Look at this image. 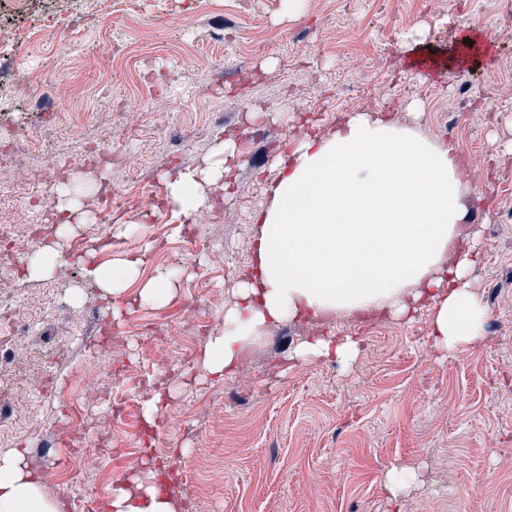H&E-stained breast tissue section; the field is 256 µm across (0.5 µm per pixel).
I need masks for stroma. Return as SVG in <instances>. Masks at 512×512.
I'll return each instance as SVG.
<instances>
[{
  "instance_id": "obj_1",
  "label": "stroma",
  "mask_w": 512,
  "mask_h": 512,
  "mask_svg": "<svg viewBox=\"0 0 512 512\" xmlns=\"http://www.w3.org/2000/svg\"><path fill=\"white\" fill-rule=\"evenodd\" d=\"M51 0L16 8L0 0V46L24 76L0 78V139L38 130L46 147L66 156L102 135L104 106L133 115L125 143L134 169L113 170L115 184L137 176L164 191L175 171L196 165L228 132L251 136L240 149L229 196L215 202L209 224L184 225L169 208L142 216L129 209L101 223L78 211L75 238L111 237L99 256L107 263L154 243L163 262L147 257L141 281L159 267L186 271L176 297L151 308L136 302V288L104 301L85 270L64 261L49 279H20L32 304L57 292L80 294L70 314L45 312L20 357L0 366V391L25 387L23 402L36 416L15 427L6 449L22 450L46 472L58 465L43 440L67 426L71 408L83 424L77 445L94 449L98 471L74 473L57 496L107 501L123 477L147 468L167 471L181 504L199 512H512V0H307L298 19L281 14V0H248L233 12L229 0H137L135 10L97 18L96 0H72L80 25L65 39H29ZM482 28L495 44L488 66L455 69L417 81L400 54L401 37L420 27L430 41L447 43L458 27ZM146 32L150 51L127 58L131 31ZM119 66L112 84L97 73L101 50ZM70 80L64 108L40 111L37 81ZM484 102L480 112L452 111L460 85ZM383 99L380 117L420 130L438 144L474 155L480 167L462 235L476 239L481 260L471 277L489 311L482 343L452 354L430 338L431 312L384 318L371 333L354 316H330L310 325L273 324L265 340L222 379L200 377L202 339L183 324V308L216 326L236 301L240 275L254 263L253 216L266 202L272 163L292 152L300 118L309 134L324 135L367 96ZM136 224L135 237L113 229ZM106 332L112 357L133 374L107 373L114 401H85L69 377L97 354L94 338ZM361 336L363 350L344 366L333 359L295 361L296 346L314 334ZM168 392L154 424L152 448L140 454L142 407L151 386ZM115 417L113 446L100 443L98 421ZM411 473L400 493L385 477Z\"/></svg>"
}]
</instances>
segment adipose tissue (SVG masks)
Wrapping results in <instances>:
<instances>
[{"instance_id":"1","label":"adipose tissue","mask_w":512,"mask_h":512,"mask_svg":"<svg viewBox=\"0 0 512 512\" xmlns=\"http://www.w3.org/2000/svg\"><path fill=\"white\" fill-rule=\"evenodd\" d=\"M492 47L469 25L445 47L430 45L423 29H413L401 51L452 70L480 62ZM236 156V138L227 135L201 166L166 180V205L185 216L211 208L209 189L228 181ZM274 167L257 215V271L241 275L237 302L204 342L200 371L214 377L231 372L278 322L403 315L420 304L432 310L436 347L453 353L484 341L489 313L469 280L478 253L459 232L471 189L452 147L357 113L329 134L299 140ZM73 232L72 224L57 225L51 241L25 258L26 278L52 277ZM141 264V257L125 256L86 273L102 295L115 298ZM359 352L356 337L327 336L302 342L295 356L347 363ZM0 512H63L61 500L47 493L16 450L0 452ZM108 512H177V504L150 468L132 486L113 491Z\"/></svg>"}]
</instances>
